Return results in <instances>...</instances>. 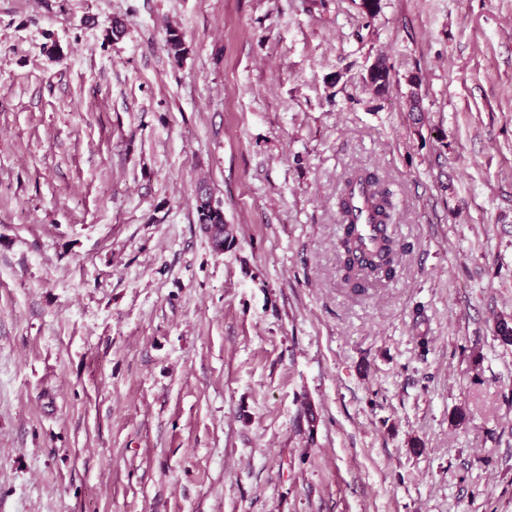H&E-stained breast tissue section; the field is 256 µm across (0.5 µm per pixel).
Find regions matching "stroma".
<instances>
[{
    "mask_svg": "<svg viewBox=\"0 0 512 512\" xmlns=\"http://www.w3.org/2000/svg\"><path fill=\"white\" fill-rule=\"evenodd\" d=\"M503 320L512 0H0V512H512ZM355 186H363L369 190L373 217L380 224L379 235L370 244H365L364 239L370 242L376 236L377 224L368 223L365 195L357 190L353 195V204L360 216V224L357 225L364 239L358 233L350 201L352 188ZM338 204L342 235L337 251L344 282L354 292H364L365 288L391 280L397 273L403 248L387 224L393 206L389 191L381 187L380 179L374 172L353 170L345 179ZM214 201L215 205L212 206ZM196 214L197 222L201 228L207 233L203 224H211L212 231L207 233L213 248L216 251L224 249V209L220 201L213 197L210 188L202 184L198 187L196 195Z\"/></svg>",
    "mask_w": 512,
    "mask_h": 512,
    "instance_id": "35a3bbf8",
    "label": "stroma"
}]
</instances>
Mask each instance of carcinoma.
Masks as SVG:
<instances>
[{
  "mask_svg": "<svg viewBox=\"0 0 512 512\" xmlns=\"http://www.w3.org/2000/svg\"><path fill=\"white\" fill-rule=\"evenodd\" d=\"M355 186H363L369 190L373 217L379 223V235L369 244L358 233L354 222L350 198ZM391 209L390 193L381 187L380 179L375 173L358 169L348 174L339 198L342 235L337 251L343 280L355 292H363L374 285L389 281L397 273L402 245L389 229ZM196 214L198 224L212 226L208 236L213 248L217 251L224 250V209L205 184L200 185L197 190Z\"/></svg>",
  "mask_w": 512,
  "mask_h": 512,
  "instance_id": "obj_1",
  "label": "carcinoma"
}]
</instances>
